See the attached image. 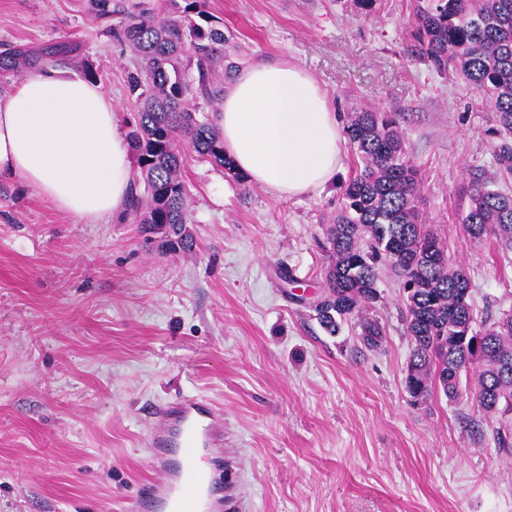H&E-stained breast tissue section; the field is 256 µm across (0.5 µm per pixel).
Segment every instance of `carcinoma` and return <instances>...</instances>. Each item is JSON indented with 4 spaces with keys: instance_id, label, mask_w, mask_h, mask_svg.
Segmentation results:
<instances>
[{
    "instance_id": "obj_1",
    "label": "carcinoma",
    "mask_w": 512,
    "mask_h": 512,
    "mask_svg": "<svg viewBox=\"0 0 512 512\" xmlns=\"http://www.w3.org/2000/svg\"><path fill=\"white\" fill-rule=\"evenodd\" d=\"M95 6L101 18L117 16L112 33L137 57L127 76V101L135 111L129 140L138 168L129 207L169 249L189 251L191 216L177 142L245 184L224 153L219 124L223 80L231 72L224 67V30L206 0H163L159 7L133 0L121 10L95 0ZM412 20L414 53L438 72L467 81L481 106L495 113L494 164L512 180V0H412ZM48 56L0 53V70L18 74L42 61L63 66L72 51L61 46ZM344 133L361 166L341 186L343 205L327 230L331 263L315 319L330 336L355 320L364 346L380 348L385 329L369 311L379 299V270L390 268L403 281L413 342L405 378L410 396L424 402L439 388L455 399L462 375H471L478 407L498 418L499 447L511 449L512 312L475 329L470 279L463 266L448 265L445 246L426 226L422 176L396 118L360 109L348 113ZM470 198L461 217L468 234L489 235L498 253L511 255L512 195L477 183Z\"/></svg>"
}]
</instances>
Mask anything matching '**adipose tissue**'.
I'll use <instances>...</instances> for the list:
<instances>
[{"instance_id": "adipose-tissue-1", "label": "adipose tissue", "mask_w": 512, "mask_h": 512, "mask_svg": "<svg viewBox=\"0 0 512 512\" xmlns=\"http://www.w3.org/2000/svg\"><path fill=\"white\" fill-rule=\"evenodd\" d=\"M223 142L249 181L278 198L318 193L341 169L345 138L302 68L258 62L224 89ZM58 211L103 224L124 209L132 161L112 97L92 80L49 67L0 100V181Z\"/></svg>"}]
</instances>
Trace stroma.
I'll return each instance as SVG.
<instances>
[{
  "instance_id": "1",
  "label": "stroma",
  "mask_w": 512,
  "mask_h": 512,
  "mask_svg": "<svg viewBox=\"0 0 512 512\" xmlns=\"http://www.w3.org/2000/svg\"><path fill=\"white\" fill-rule=\"evenodd\" d=\"M230 62L307 71L339 117L395 114L423 175L420 207L471 280L477 322L512 311V259L460 222L472 180L497 178L494 113L461 78L412 56L410 0H207ZM92 0H0V52L77 44L131 124L129 49ZM345 148L322 192L277 198L186 152L188 252L133 217L86 224L0 184V512H132L152 472L148 413L196 393L224 407L241 512H512V454L469 393L414 403L398 278L373 310L382 349L355 323L327 335L313 311Z\"/></svg>"
}]
</instances>
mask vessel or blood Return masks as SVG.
<instances>
[{"mask_svg":"<svg viewBox=\"0 0 512 512\" xmlns=\"http://www.w3.org/2000/svg\"><path fill=\"white\" fill-rule=\"evenodd\" d=\"M148 463L158 478L138 489L153 512H238L236 468L224 457V411L195 395L159 403L152 412ZM214 463L205 470L202 460Z\"/></svg>","mask_w":512,"mask_h":512,"instance_id":"b4317fda","label":"vessel or blood"}]
</instances>
